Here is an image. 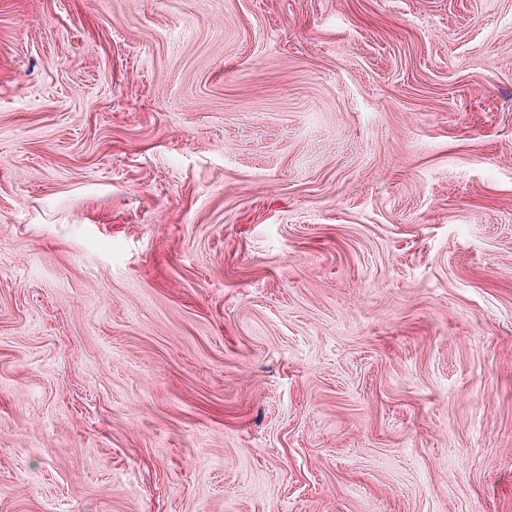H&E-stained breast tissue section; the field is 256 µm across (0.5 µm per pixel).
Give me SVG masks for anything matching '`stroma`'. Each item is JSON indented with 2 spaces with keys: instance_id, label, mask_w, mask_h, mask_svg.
Segmentation results:
<instances>
[{
  "instance_id": "35a3bbf8",
  "label": "stroma",
  "mask_w": 512,
  "mask_h": 512,
  "mask_svg": "<svg viewBox=\"0 0 512 512\" xmlns=\"http://www.w3.org/2000/svg\"><path fill=\"white\" fill-rule=\"evenodd\" d=\"M0 512H512V0H0Z\"/></svg>"
}]
</instances>
